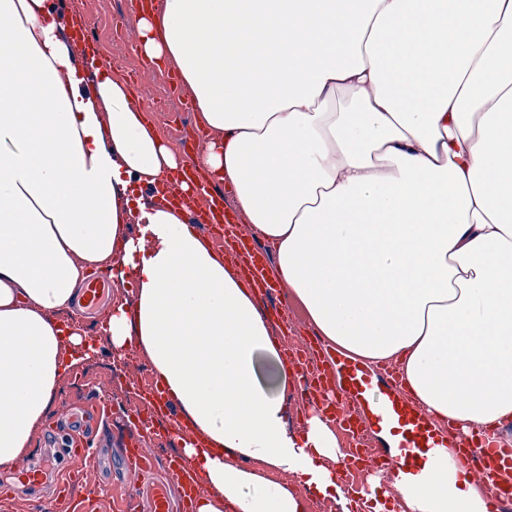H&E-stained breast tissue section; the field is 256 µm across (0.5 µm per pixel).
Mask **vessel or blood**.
Returning a JSON list of instances; mask_svg holds the SVG:
<instances>
[{
    "label": "vessel or blood",
    "mask_w": 512,
    "mask_h": 512,
    "mask_svg": "<svg viewBox=\"0 0 512 512\" xmlns=\"http://www.w3.org/2000/svg\"><path fill=\"white\" fill-rule=\"evenodd\" d=\"M184 182L193 185L196 198L195 205L187 209L190 223L222 234L225 244L244 259L250 285L269 300L271 314H279L283 292L270 274L269 260L244 237L231 218L223 189L186 168L168 187L171 198H180V185ZM317 354L312 341L303 340L293 346L288 361L304 372L299 387L306 405L334 415L337 427L353 436V448L346 462L348 472H360L385 482L400 472L416 479L443 449L454 448L458 454L448 460L449 494H456L462 472L467 469L492 480L490 512H512V448L462 442L452 432L438 428L413 400L400 395V380L393 368L371 371L339 356L328 358L322 369L309 371L308 366ZM143 394L154 402L158 415L168 421L169 440L184 441L189 431L178 417L174 399L149 385L144 387ZM128 428L123 468L127 493L119 512H169L171 492L183 493L189 502L202 493L203 482L185 458L173 456L165 465H158L143 447L144 441L152 438V430L137 420L129 421ZM373 434L387 436L391 448L370 447L367 438ZM84 439L82 430L72 431L68 446L61 453L64 464L57 481V495L49 502L50 512H96V500L74 489L77 475L97 470L89 449L83 446Z\"/></svg>",
    "instance_id": "b4317fda"
}]
</instances>
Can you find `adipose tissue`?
I'll return each mask as SVG.
<instances>
[{
	"mask_svg": "<svg viewBox=\"0 0 512 512\" xmlns=\"http://www.w3.org/2000/svg\"><path fill=\"white\" fill-rule=\"evenodd\" d=\"M49 0H0V470L26 460L84 338L55 314L89 267L138 269L134 312L107 321L141 349L200 440L196 512H306L335 498L339 445L284 420L293 372L236 272L149 205L180 166L126 85L86 80ZM136 47L178 70L199 110L196 170L233 187L274 273L328 347L401 364L439 424L512 445V0H160ZM135 217L138 237L127 234ZM294 475L303 492L244 469ZM483 512L449 499L443 463L418 489L373 487V512Z\"/></svg>",
	"mask_w": 512,
	"mask_h": 512,
	"instance_id": "ef3b65f1",
	"label": "adipose tissue"
}]
</instances>
